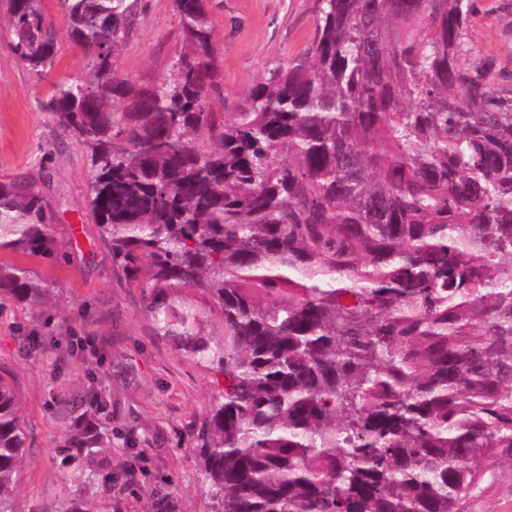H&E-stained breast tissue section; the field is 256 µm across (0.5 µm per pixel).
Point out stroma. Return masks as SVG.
Returning a JSON list of instances; mask_svg holds the SVG:
<instances>
[{"label": "stroma", "mask_w": 512, "mask_h": 512, "mask_svg": "<svg viewBox=\"0 0 512 512\" xmlns=\"http://www.w3.org/2000/svg\"><path fill=\"white\" fill-rule=\"evenodd\" d=\"M9 0H0V176L33 183L53 213L62 254L54 264L0 251L53 284L46 313L0 297V377L22 411L25 452L16 512H104L103 491L77 487L62 463L66 432L77 411L98 396L100 429L112 433V473L125 477L121 512H210L201 462L191 435L209 417L220 384L207 370L157 336L143 308L145 290L113 266L88 215L83 148L38 98L53 84L81 76L88 59L61 40L56 68L31 74L6 46ZM316 0H210L223 81L212 111H232L265 70L312 41ZM173 0H137V17L114 58L119 75L151 84L167 72L179 44ZM465 63L491 59L496 84L512 86V0H472ZM37 351H28L30 340ZM465 512H512V473L486 474Z\"/></svg>", "instance_id": "1"}]
</instances>
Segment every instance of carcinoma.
<instances>
[{
  "mask_svg": "<svg viewBox=\"0 0 512 512\" xmlns=\"http://www.w3.org/2000/svg\"><path fill=\"white\" fill-rule=\"evenodd\" d=\"M137 0H59L88 57L38 107L84 150L89 213L143 281L156 335L223 376L193 434L210 512H463L512 468V88L461 63L471 0H316L303 53L211 112L209 0H174L179 49L138 85L113 58ZM7 48L58 63L43 0H10ZM35 187L0 179V250L59 260ZM54 290L0 263V294ZM25 432L0 378V512ZM112 438L79 426L85 487Z\"/></svg>",
  "mask_w": 512,
  "mask_h": 512,
  "instance_id": "cac0c4a2",
  "label": "carcinoma"
}]
</instances>
